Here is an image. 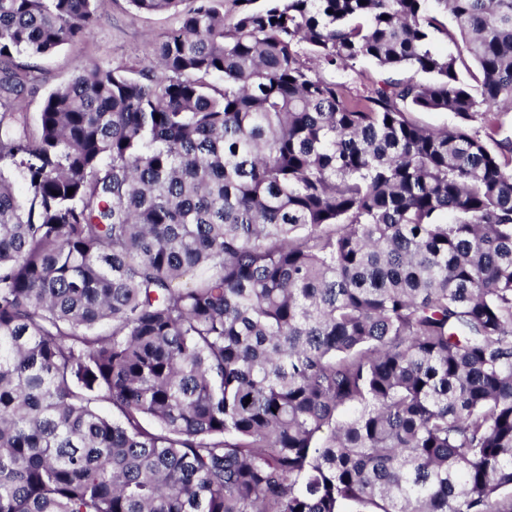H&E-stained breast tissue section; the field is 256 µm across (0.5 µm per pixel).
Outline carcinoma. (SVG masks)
I'll return each instance as SVG.
<instances>
[{
    "mask_svg": "<svg viewBox=\"0 0 512 512\" xmlns=\"http://www.w3.org/2000/svg\"><path fill=\"white\" fill-rule=\"evenodd\" d=\"M191 2L0 0V512H512V0ZM95 7L98 21L83 40L65 44L48 56L14 58L15 65L31 73L20 101L32 126L37 125L44 97L78 71L95 65L140 69L151 57L153 45L179 26L177 14H142L128 0H96ZM356 73L348 71L345 76L336 72V79L343 78L349 83L354 93H362L370 86V80L380 81L386 78L400 79L411 74L404 71L383 72L374 63L368 60L361 61L356 66ZM410 117L420 125L430 128H445L458 122L455 116L445 111H414L410 110Z\"/></svg>",
    "mask_w": 512,
    "mask_h": 512,
    "instance_id": "cac0c4a2",
    "label": "carcinoma"
}]
</instances>
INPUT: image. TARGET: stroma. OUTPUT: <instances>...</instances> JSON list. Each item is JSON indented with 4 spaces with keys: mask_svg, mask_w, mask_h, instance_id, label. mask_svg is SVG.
<instances>
[{
    "mask_svg": "<svg viewBox=\"0 0 512 512\" xmlns=\"http://www.w3.org/2000/svg\"><path fill=\"white\" fill-rule=\"evenodd\" d=\"M95 7L98 21L83 40L65 44L44 57H15V65L31 73L20 98L30 121H37L44 97L78 71L95 65L141 68L154 44L179 25L176 14H142L128 0H96Z\"/></svg>",
    "mask_w": 512,
    "mask_h": 512,
    "instance_id": "1",
    "label": "stroma"
}]
</instances>
